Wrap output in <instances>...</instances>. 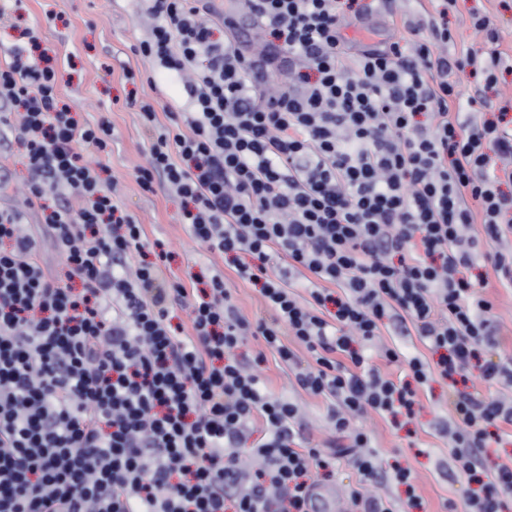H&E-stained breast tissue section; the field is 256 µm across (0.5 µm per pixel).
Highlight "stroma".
Returning <instances> with one entry per match:
<instances>
[{
	"mask_svg": "<svg viewBox=\"0 0 512 512\" xmlns=\"http://www.w3.org/2000/svg\"><path fill=\"white\" fill-rule=\"evenodd\" d=\"M429 0H387L378 6L371 19L376 31L350 26L349 39L364 42L373 34L388 41L400 37L401 19L430 10ZM485 9L495 14L500 48L512 55V10L502 9L497 0H458L457 10L448 16V25L459 35L462 47L479 45L482 40L471 25V10ZM148 19L142 0H9L0 14V61L11 50L30 49V36H37L41 48L56 59L57 90L76 105L82 118L90 123L108 118L114 128L111 150L102 156L107 175L119 180L120 195L142 224L148 238L171 243L174 258L171 268L181 281L190 276L223 274L237 305L248 318L265 314L259 293L241 282L218 255L192 239L181 222L178 198L163 189L144 191L137 183L134 169L144 163L152 135L139 106L125 102L124 69H132L145 87L139 97L154 107L181 97L180 87L148 59L136 55L134 45L146 38ZM26 159L11 135L0 137V208H25L28 233L38 241L37 261L55 275L65 268L51 240L43 231L40 210L26 209ZM266 383L271 392L295 401L303 410L306 424L301 430L305 443L323 445L331 437L322 398L314 397L290 382L289 371L268 362ZM448 389L437 384L433 396L425 401L413 432L394 430L377 416L358 419V427L370 432L383 468L392 464L411 468L418 494L419 512H464L468 485L453 482L445 474L449 462L448 441L433 428L434 421L445 417Z\"/></svg>",
	"mask_w": 512,
	"mask_h": 512,
	"instance_id": "1",
	"label": "stroma"
}]
</instances>
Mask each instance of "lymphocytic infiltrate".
Segmentation results:
<instances>
[{
	"label": "lymphocytic infiltrate",
	"mask_w": 512,
	"mask_h": 512,
	"mask_svg": "<svg viewBox=\"0 0 512 512\" xmlns=\"http://www.w3.org/2000/svg\"><path fill=\"white\" fill-rule=\"evenodd\" d=\"M148 2L154 24L134 51L179 80L189 109L129 92L154 131L136 181L180 199L191 235L268 314L243 315L221 274L202 289L170 279L166 243L99 174L109 121L79 122L54 67L14 51L0 129L24 150L29 202L66 272L45 271L25 213L0 208V512H313L316 474L342 460L360 476L352 512H396L369 491L386 476L415 507L410 470L385 474L354 422L414 418L436 379L451 472L480 485L466 512H503L512 460L483 466L512 425V355L492 354L485 290L492 277L512 288V104L490 108L460 80L494 89L512 73L494 16L472 14L483 43L457 54L456 0H433L403 39L353 54L340 0H243L266 46L256 57L216 37L236 20L216 24L206 0ZM281 67L287 87L264 91ZM483 256L492 275L477 271ZM389 323L428 349L385 348L396 378L366 353ZM249 335L264 341L251 356ZM270 358L326 400L348 447L302 443L299 405L266 389Z\"/></svg>",
	"instance_id": "lymphocytic-infiltrate-1"
}]
</instances>
